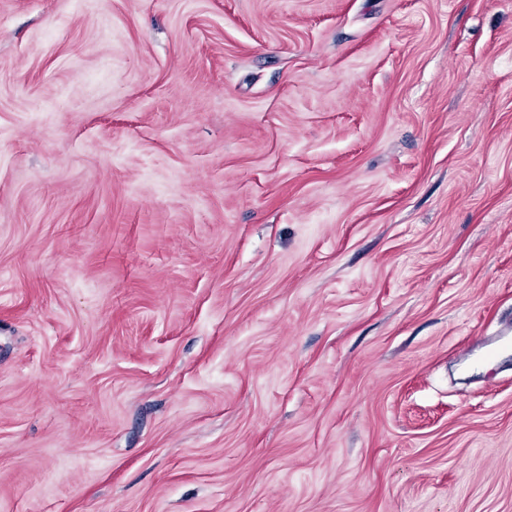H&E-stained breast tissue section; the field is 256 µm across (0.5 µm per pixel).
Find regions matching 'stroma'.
<instances>
[{"mask_svg":"<svg viewBox=\"0 0 512 512\" xmlns=\"http://www.w3.org/2000/svg\"><path fill=\"white\" fill-rule=\"evenodd\" d=\"M512 0H0V512H512Z\"/></svg>","mask_w":512,"mask_h":512,"instance_id":"35a3bbf8","label":"stroma"}]
</instances>
